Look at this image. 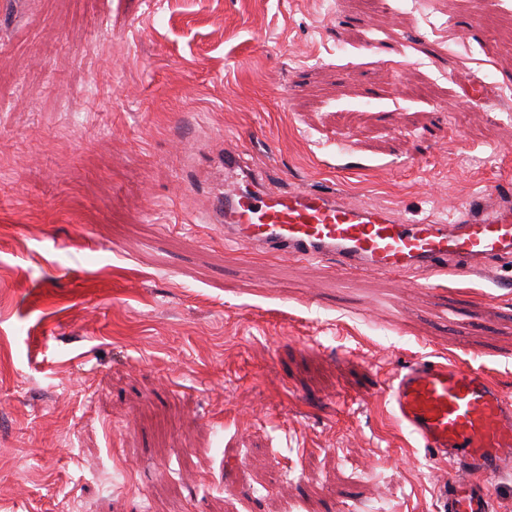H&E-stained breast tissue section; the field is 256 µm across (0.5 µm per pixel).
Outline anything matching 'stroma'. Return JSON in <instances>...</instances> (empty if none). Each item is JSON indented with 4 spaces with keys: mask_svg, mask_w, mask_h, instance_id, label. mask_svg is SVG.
Masks as SVG:
<instances>
[{
    "mask_svg": "<svg viewBox=\"0 0 512 512\" xmlns=\"http://www.w3.org/2000/svg\"><path fill=\"white\" fill-rule=\"evenodd\" d=\"M388 3L0 0V512H435L451 466L384 381L512 397V269L344 274L208 221L228 145L412 221L512 193V26Z\"/></svg>",
    "mask_w": 512,
    "mask_h": 512,
    "instance_id": "obj_1",
    "label": "stroma"
}]
</instances>
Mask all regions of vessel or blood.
I'll list each match as a JSON object with an SVG mask.
<instances>
[{
    "instance_id": "obj_1",
    "label": "vessel or blood",
    "mask_w": 512,
    "mask_h": 512,
    "mask_svg": "<svg viewBox=\"0 0 512 512\" xmlns=\"http://www.w3.org/2000/svg\"><path fill=\"white\" fill-rule=\"evenodd\" d=\"M451 224L411 223L349 204L336 190L279 191L224 150V241L272 257L326 262L345 273L415 269L493 275L512 257V203L494 190L458 203ZM396 413L424 448L455 469L437 488V512H493L491 484L512 470V399L475 367L418 359L386 380Z\"/></svg>"
}]
</instances>
